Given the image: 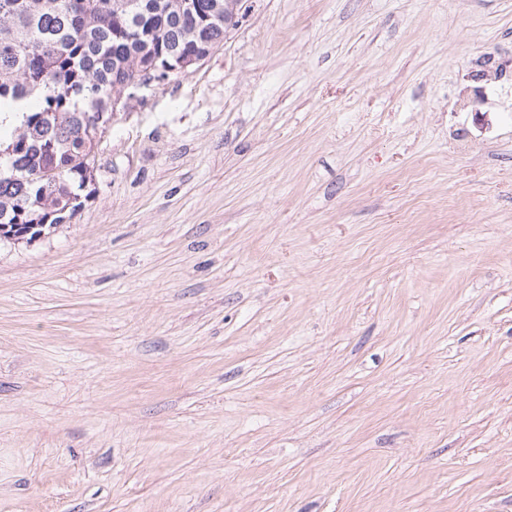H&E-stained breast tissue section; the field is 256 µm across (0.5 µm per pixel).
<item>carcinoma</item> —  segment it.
<instances>
[{"instance_id":"1","label":"carcinoma","mask_w":512,"mask_h":512,"mask_svg":"<svg viewBox=\"0 0 512 512\" xmlns=\"http://www.w3.org/2000/svg\"><path fill=\"white\" fill-rule=\"evenodd\" d=\"M224 39V0L188 13L176 0H0V113L33 100L0 135V224H62L84 205L98 92Z\"/></svg>"}]
</instances>
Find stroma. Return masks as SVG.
Instances as JSON below:
<instances>
[{"mask_svg": "<svg viewBox=\"0 0 512 512\" xmlns=\"http://www.w3.org/2000/svg\"><path fill=\"white\" fill-rule=\"evenodd\" d=\"M87 192L0 240V512H512V0H241Z\"/></svg>", "mask_w": 512, "mask_h": 512, "instance_id": "stroma-1", "label": "stroma"}]
</instances>
